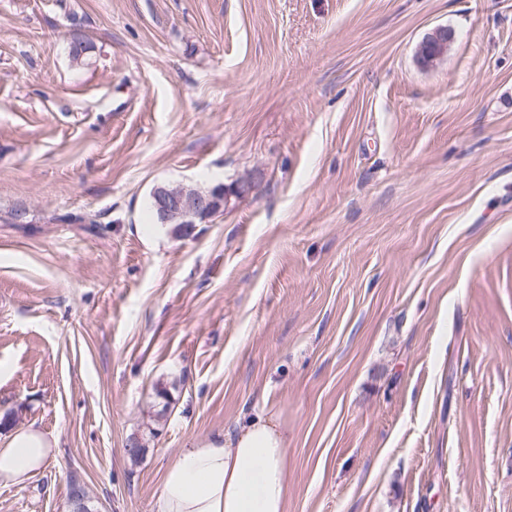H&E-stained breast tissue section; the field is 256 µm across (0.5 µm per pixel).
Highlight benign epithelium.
<instances>
[{
    "instance_id": "7a95c632",
    "label": "benign epithelium",
    "mask_w": 512,
    "mask_h": 512,
    "mask_svg": "<svg viewBox=\"0 0 512 512\" xmlns=\"http://www.w3.org/2000/svg\"><path fill=\"white\" fill-rule=\"evenodd\" d=\"M454 33L446 26L434 28L425 37V42L445 48L451 44ZM249 192L248 184L237 182L231 185L216 184L201 189L194 184H160L151 192L154 208L162 223L174 224L172 231L180 233L184 224H204L215 213L228 206L231 198L243 197ZM93 502L85 485L76 482L72 485L69 497V512H90L88 504Z\"/></svg>"
}]
</instances>
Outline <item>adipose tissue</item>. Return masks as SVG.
I'll return each instance as SVG.
<instances>
[{"instance_id": "obj_1", "label": "adipose tissue", "mask_w": 512, "mask_h": 512, "mask_svg": "<svg viewBox=\"0 0 512 512\" xmlns=\"http://www.w3.org/2000/svg\"><path fill=\"white\" fill-rule=\"evenodd\" d=\"M50 454V442L37 428L15 430L0 448V479L24 481ZM287 476L281 427L259 414L183 449L163 473L159 512H287Z\"/></svg>"}]
</instances>
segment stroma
Listing matches in <instances>:
<instances>
[{
  "mask_svg": "<svg viewBox=\"0 0 512 512\" xmlns=\"http://www.w3.org/2000/svg\"><path fill=\"white\" fill-rule=\"evenodd\" d=\"M240 179L153 227L154 186ZM9 411L0 446H55L0 512L74 474L159 512L181 449L259 413L287 512H512V0H0Z\"/></svg>",
  "mask_w": 512,
  "mask_h": 512,
  "instance_id": "stroma-1",
  "label": "stroma"
}]
</instances>
